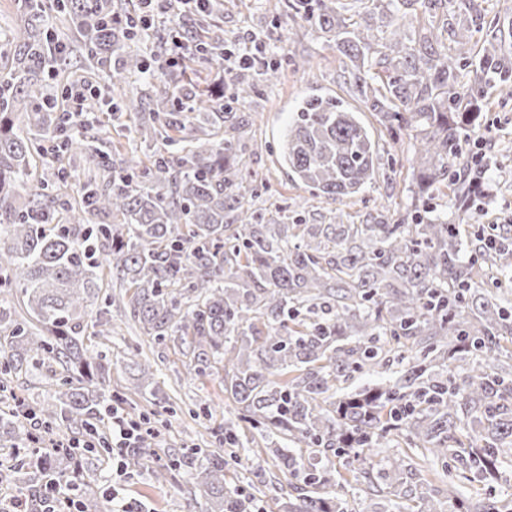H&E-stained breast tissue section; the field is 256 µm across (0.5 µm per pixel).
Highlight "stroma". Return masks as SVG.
<instances>
[{
	"label": "stroma",
	"mask_w": 512,
	"mask_h": 512,
	"mask_svg": "<svg viewBox=\"0 0 512 512\" xmlns=\"http://www.w3.org/2000/svg\"><path fill=\"white\" fill-rule=\"evenodd\" d=\"M225 37L242 41L248 33L272 29L279 33L280 79L276 86H258L239 110L250 120L252 132L245 141L243 161L249 173L260 176L254 208L263 217L281 215L288 224H328L335 214L345 223H364L379 206H386L390 220H398L411 203V174L414 148L410 141L393 143L379 127L372 112L364 109L353 93L345 60L331 36L311 30L293 18L286 0H224L221 19ZM474 42L498 32L512 50V0H484L482 11L472 25ZM309 60L301 68V60ZM329 94L357 110L360 119L373 128L379 140L380 157L374 181L359 195L340 202L312 197L304 185L291 182L277 163L278 133L306 95ZM466 151H481L497 160L489 170L493 197L479 200L466 216H458L448 198L434 194L427 210L446 213L449 219L468 224L512 225V98L494 99L464 145ZM116 331L94 338L91 349L111 352V387L125 413L150 422L159 429L150 448L162 456H179L187 448L203 452L219 450L215 431L237 406L224 392L220 374L196 376L185 366L179 348L152 344L131 318L128 308L112 307ZM142 348L155 362L159 397H151L140 386L123 356ZM61 366L48 361L13 372L0 387V401L18 398L21 410L46 401L62 383ZM83 467L89 485L79 487L78 498L84 512H192L204 501L203 490L187 471H175L166 480L155 481L146 461L128 454H87Z\"/></svg>",
	"instance_id": "35a3bbf8"
}]
</instances>
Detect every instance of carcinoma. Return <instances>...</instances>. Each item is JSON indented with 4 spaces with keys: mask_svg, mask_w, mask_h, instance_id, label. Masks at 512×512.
<instances>
[{
    "mask_svg": "<svg viewBox=\"0 0 512 512\" xmlns=\"http://www.w3.org/2000/svg\"><path fill=\"white\" fill-rule=\"evenodd\" d=\"M366 17L339 15L335 0H288V9L319 32L332 34L352 65L356 96L378 123L415 142L418 193L445 186L464 215L477 188L457 176L471 163L462 138L484 111L485 86L512 97V55L496 37L471 45L473 16L483 0H467L448 48L428 27L408 34L395 26L407 10L432 18L448 0H359ZM24 17L0 54V375L52 359L68 373L62 390L39 409L58 431L98 429L112 414L110 354L87 355V337L108 336L98 305L105 278L131 292L130 313L143 334L190 356L204 375L224 365V393L240 419L259 431L287 484L244 494L228 486L229 458L250 452L224 422V454L208 458L201 512H353L336 488L372 451L401 439L446 470L448 503L413 481L408 455L379 474L390 491L369 512H512V502L488 494L457 496L467 481H498L512 457V310L506 308L512 233L487 248L468 230L429 211L368 224H265L252 210L241 147L248 120L224 111V93L185 91L196 59L224 56V0L199 11L182 6V32L192 46L169 81L153 82L155 48L164 40L127 19L139 12L114 0H22ZM65 16L87 48L86 68L109 67L112 87L135 79L139 98L103 95L88 109L105 136L89 139L79 117L57 111L41 74L70 54L42 30L46 14ZM386 27V36L377 34ZM476 66L461 82L462 67ZM271 63L242 58L230 100L247 101L258 81L277 82ZM158 139L150 166H110L112 132ZM79 154L95 178L72 179L61 164ZM375 134L342 101L310 94L288 118L279 162L288 177L333 201L361 193L374 179ZM73 183V195L60 190ZM98 219L86 223L87 216ZM22 296L34 328L12 318ZM141 387L156 395L152 366L129 357ZM385 368L380 383L342 394L338 385ZM17 445L32 432L6 419ZM52 479L75 481L69 454L29 456Z\"/></svg>",
    "mask_w": 512,
    "mask_h": 512,
    "instance_id": "1",
    "label": "carcinoma"
}]
</instances>
